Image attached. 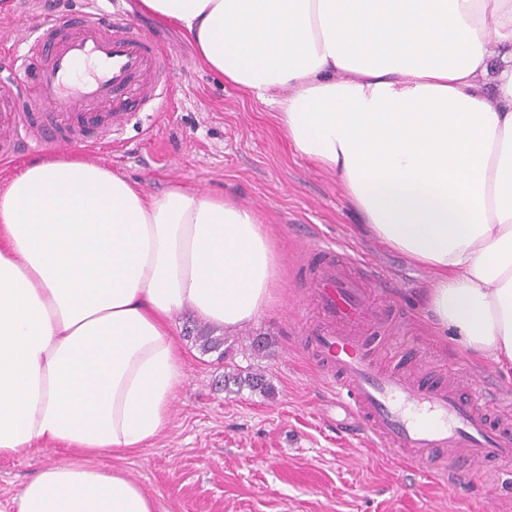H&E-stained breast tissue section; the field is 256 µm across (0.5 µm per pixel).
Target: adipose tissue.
<instances>
[{"label": "adipose tissue", "instance_id": "obj_1", "mask_svg": "<svg viewBox=\"0 0 512 512\" xmlns=\"http://www.w3.org/2000/svg\"><path fill=\"white\" fill-rule=\"evenodd\" d=\"M141 4L278 112L374 239L430 271L438 334L512 369V0ZM277 267L258 215L229 198L149 195L77 157L1 187L0 457L72 454L17 512H156L91 458L167 427L186 379L173 317L236 329L270 304Z\"/></svg>", "mask_w": 512, "mask_h": 512}]
</instances>
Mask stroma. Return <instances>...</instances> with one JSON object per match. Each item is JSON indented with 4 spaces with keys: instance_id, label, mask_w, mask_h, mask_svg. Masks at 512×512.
<instances>
[{
    "instance_id": "stroma-1",
    "label": "stroma",
    "mask_w": 512,
    "mask_h": 512,
    "mask_svg": "<svg viewBox=\"0 0 512 512\" xmlns=\"http://www.w3.org/2000/svg\"><path fill=\"white\" fill-rule=\"evenodd\" d=\"M87 0H0V34L31 31L18 13L56 8L77 13ZM114 16L136 21L174 59L171 100L146 107L126 124L122 145L75 153L112 169L143 191L159 195L179 186L235 199L253 210L270 234L278 258L273 299L255 320L229 331L233 362L261 371L270 393L224 390V364L185 341L194 321L184 312L176 334L184 339L186 381L165 432L147 447L99 460L123 469L155 498L157 512H512V464L494 489L466 478L455 487L423 476L402 457L370 451L351 419L305 359L302 328L317 321L307 297L298 234L321 238L377 262L400 294L399 317L368 334L375 348L397 344L404 360L425 358L436 373L481 375L487 361L460 342L437 336L423 316L421 290L431 275L403 254L368 236L349 206L336 174L300 157L276 112L199 62L182 30L143 10L141 0H113ZM253 336L270 340L267 355H252ZM64 449L35 448L0 458V512H17L25 483L64 461Z\"/></svg>"
}]
</instances>
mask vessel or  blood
Listing matches in <instances>:
<instances>
[{"instance_id": "obj_1", "label": "vessel or blood", "mask_w": 512, "mask_h": 512, "mask_svg": "<svg viewBox=\"0 0 512 512\" xmlns=\"http://www.w3.org/2000/svg\"><path fill=\"white\" fill-rule=\"evenodd\" d=\"M171 61L152 37L100 7L40 14L34 35L0 50V161L47 144L68 150L86 130L111 136L142 106L163 107ZM305 250L316 261L310 291L320 316L310 351L359 435L448 486L466 476L495 480V465L512 462V413L492 381L460 375L420 385L379 365L363 336L382 318L371 290L386 288V278L315 236Z\"/></svg>"}]
</instances>
